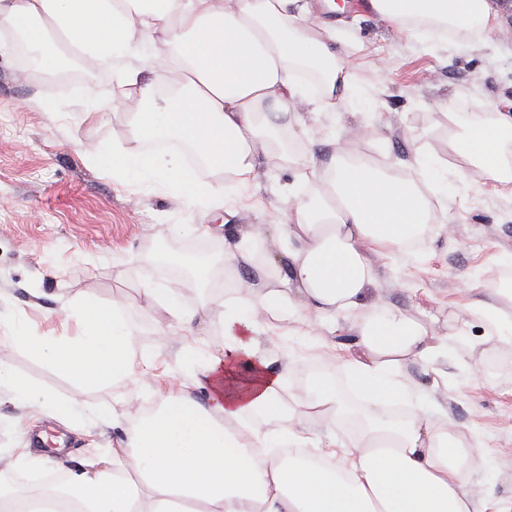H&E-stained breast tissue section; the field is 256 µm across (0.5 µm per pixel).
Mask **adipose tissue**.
I'll list each match as a JSON object with an SVG mask.
<instances>
[{
  "instance_id": "1",
  "label": "adipose tissue",
  "mask_w": 512,
  "mask_h": 512,
  "mask_svg": "<svg viewBox=\"0 0 512 512\" xmlns=\"http://www.w3.org/2000/svg\"><path fill=\"white\" fill-rule=\"evenodd\" d=\"M294 0H0V33L23 31L42 47L38 68L58 57L48 31L78 52L111 66L121 90L115 102H139L130 119L135 141L175 138L223 171L224 185L201 183L182 155L113 150V178L144 175L193 202L224 195L225 184L249 182L258 160L271 154L276 135H304L286 115L297 107L338 114L349 96L350 63L335 30L315 16L300 19ZM368 8L402 37L481 40L499 32L493 0H368ZM311 71L313 79L303 78ZM449 134L460 143L473 172L450 173L432 163L440 184L456 175L461 188L485 180L512 197V114L448 110ZM314 194L289 192L279 211L291 280L302 299L270 289L261 298L235 288L218 321L224 347L196 383L207 399H193L185 383L136 369L128 349L135 328L117 307L72 304L66 320L79 328L66 341L29 336L0 326L11 342L35 353L78 388L128 380L161 398L137 414L129 442L78 469L59 485L0 484V512H57L59 498L79 500L81 512H478L463 487L473 450L404 384L400 368L447 348L401 309L372 300L376 273L365 248L402 249L421 238L431 220L429 200L414 182L337 149L313 174ZM357 311L366 356L349 369L364 408H353L327 379L316 376L303 400L282 401L292 363L273 365L261 343L267 316L286 321L301 311ZM0 390L24 407L53 408L76 421L77 399L57 403L42 389L0 364ZM353 420L358 429L339 464L306 455L302 428L311 416ZM275 420L278 436L259 424Z\"/></svg>"
}]
</instances>
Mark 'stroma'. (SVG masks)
Segmentation results:
<instances>
[{
	"label": "stroma",
	"mask_w": 512,
	"mask_h": 512,
	"mask_svg": "<svg viewBox=\"0 0 512 512\" xmlns=\"http://www.w3.org/2000/svg\"><path fill=\"white\" fill-rule=\"evenodd\" d=\"M330 21L339 48L356 63L345 106L349 119L305 114L308 140L302 153L260 161L246 189L191 206L164 185L136 177L119 182L100 166V157L112 148L133 145L127 112L84 116L88 94L111 100L116 87L110 70L83 63L82 83L58 92L50 83L23 79L12 51L0 46V317L33 336L72 337L75 326L60 321L70 304L85 298L126 304L137 329L130 347L136 367L166 362L189 382L195 369L182 361L185 348L193 347L203 360L224 344V330L213 324L208 307L211 297L230 298L224 252L252 225H266L263 254L278 270L266 281L256 268L241 266L238 278L252 282L259 297L270 282L298 297L285 281L278 210L285 204V187L313 193L315 182H303V175L339 142L356 135L369 161L408 179H418L419 164L428 159L470 169L448 144L441 107L450 102L462 112H482L492 103L512 106V40L495 34L481 43L407 41L364 8L331 15ZM188 222L198 224L199 233H174V225ZM184 242L208 245L204 257L213 276L206 284L191 276L168 277L154 260L157 244ZM368 259L378 278L375 299L449 338L447 354L404 363L402 380L468 437L475 459L465 491L476 501L512 497V343L487 335L470 313L475 301L495 300L501 272L512 268V200L488 185L470 191L449 202L447 212L436 213L422 241L405 251L372 252ZM148 285L177 294L194 313L192 323L157 317L154 302L143 294ZM452 315L468 326L463 338L448 335ZM359 321L355 312L286 324L270 319L277 352L293 359L285 382L289 399L303 397L318 369L347 389L338 365L358 355L353 333ZM0 363L57 397L74 391L71 380L23 348L0 344ZM132 394L145 410L159 405L151 391L117 381L87 390L82 416L73 425L1 396L0 451L26 447L41 433L55 436L58 444L44 450L37 469L9 470L0 479L33 484L109 453L132 431L134 421L124 413Z\"/></svg>",
	"instance_id": "stroma-1"
}]
</instances>
